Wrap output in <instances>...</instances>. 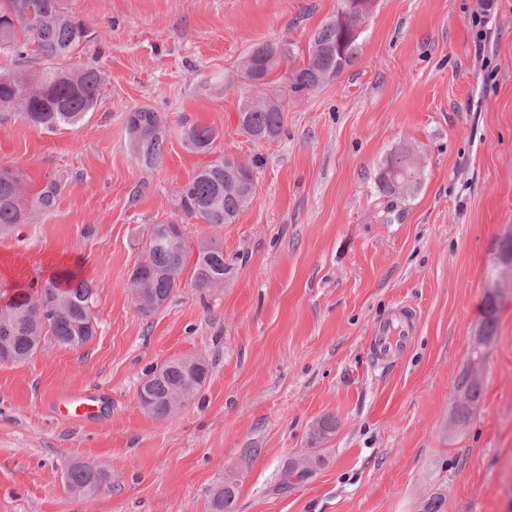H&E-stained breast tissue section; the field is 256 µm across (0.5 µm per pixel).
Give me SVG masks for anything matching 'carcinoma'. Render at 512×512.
I'll return each instance as SVG.
<instances>
[{"label": "carcinoma", "mask_w": 512, "mask_h": 512, "mask_svg": "<svg viewBox=\"0 0 512 512\" xmlns=\"http://www.w3.org/2000/svg\"><path fill=\"white\" fill-rule=\"evenodd\" d=\"M89 38L86 24L64 11L61 0H0V56L17 60L36 58L47 63L35 73L0 72V115L15 114L31 126L53 132L62 126H74L91 112L102 89V75L94 67L70 68L66 61ZM361 34L333 16L309 37L306 53L299 64L285 73L280 85L267 89L270 75L283 62L296 57L295 44L286 38L251 44L233 73L224 74V85L238 83L245 89L239 106L240 124L257 135L278 137L284 113L290 104L311 95L329 80L343 73L358 58ZM126 128L133 145L135 162L143 167L155 165L163 155L165 131L158 112L137 107L127 113ZM219 131L209 125L184 124L181 142L190 153L210 152ZM409 152L393 154L383 167L379 186L383 192L403 195L420 184L422 173L407 167ZM28 185L21 169L0 168V230L28 224L37 213L51 212L61 191L59 181L46 178L36 192L19 194L15 185ZM240 172L226 158H219L201 169L178 192V209L184 215L213 226L232 224L247 207L256 187L236 188ZM138 262L144 264L141 276L160 299L169 300L171 284L165 273L191 268L190 284L207 289L214 279L224 277L227 269L224 249L199 247L190 255L187 247L170 249L156 242L146 248ZM37 291L53 305L42 309L31 303V289L17 284L12 292L0 290L7 301L9 322H0V343L6 344L15 363L33 358L39 343L79 348L89 344L95 333L88 329L93 319L96 291L92 282L72 268H60L42 279ZM209 374L208 363L193 371L179 364L162 370L153 367L145 377L157 408L155 418H163V407L184 391L188 378L196 380L200 390ZM460 399L456 422L468 423L480 403L482 380L474 372L462 374L456 383ZM71 488L87 498L97 496L105 482V473L94 464L75 462L67 469ZM447 489L438 487L424 495L417 512H445ZM236 483L228 479L213 492L212 512H235Z\"/></svg>", "instance_id": "1"}]
</instances>
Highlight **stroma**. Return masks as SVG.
<instances>
[{"instance_id":"1","label":"stroma","mask_w":512,"mask_h":512,"mask_svg":"<svg viewBox=\"0 0 512 512\" xmlns=\"http://www.w3.org/2000/svg\"><path fill=\"white\" fill-rule=\"evenodd\" d=\"M62 3L90 29L73 60L103 88L75 126L0 122V167L62 185L51 213L0 234V289L78 257L99 329L83 347L0 365V512H210L228 478L237 512H414L438 484L447 512H512V282L498 276L512 237V0H375L358 59L260 143L238 128L225 72L260 40L306 48L338 0ZM137 106L167 133L149 168L126 130ZM185 122L219 130L210 153L184 149ZM403 149L423 180L385 196L378 173ZM224 156L262 160L248 207L218 228L177 211L195 170ZM171 221L189 250L220 242L224 285L183 286L147 316L128 277L150 227ZM490 297L482 397L460 427L456 381L475 367ZM404 306L416 338L386 367L370 331ZM174 356L203 357L210 374L156 419L137 388ZM88 389L101 394L96 418L60 407ZM328 416L335 431L315 438ZM311 456L308 478L283 483L287 464ZM77 461L105 471L96 498L68 487Z\"/></svg>"}]
</instances>
